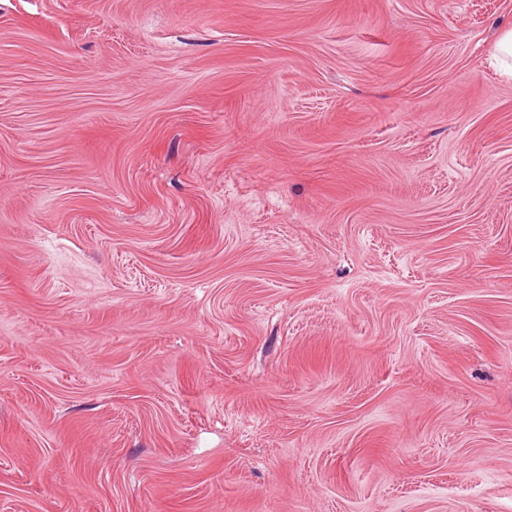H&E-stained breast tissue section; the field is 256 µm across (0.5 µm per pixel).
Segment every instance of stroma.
Masks as SVG:
<instances>
[{
    "instance_id": "1",
    "label": "stroma",
    "mask_w": 512,
    "mask_h": 512,
    "mask_svg": "<svg viewBox=\"0 0 512 512\" xmlns=\"http://www.w3.org/2000/svg\"><path fill=\"white\" fill-rule=\"evenodd\" d=\"M0 0V512H512V0ZM494 58L505 74L512 76V28L500 32L494 42Z\"/></svg>"
}]
</instances>
